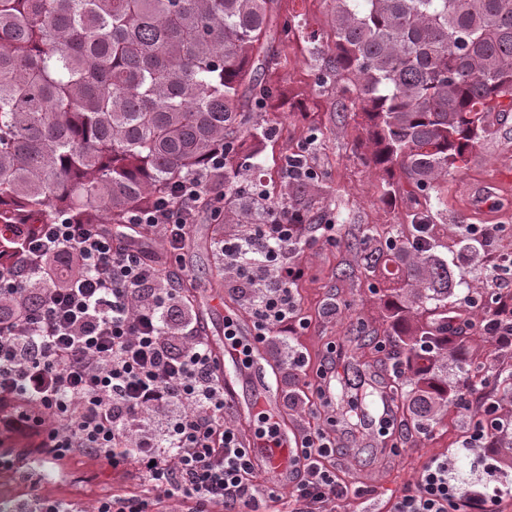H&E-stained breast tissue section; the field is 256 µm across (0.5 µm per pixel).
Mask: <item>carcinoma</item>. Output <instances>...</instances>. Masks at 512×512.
I'll list each match as a JSON object with an SVG mask.
<instances>
[{"label": "carcinoma", "mask_w": 512, "mask_h": 512, "mask_svg": "<svg viewBox=\"0 0 512 512\" xmlns=\"http://www.w3.org/2000/svg\"><path fill=\"white\" fill-rule=\"evenodd\" d=\"M282 0H0V265L41 224H126L172 199L179 182L208 185L197 211L216 224L309 219L322 179L295 180V204L252 201L264 170L249 145L267 135L244 119L276 99L274 43L294 33ZM330 0V54L322 82L341 111L362 118L364 164L403 193L405 224L363 229L357 283L393 284L388 344L396 399L419 428L436 423L416 394L448 387L438 355L463 343L448 321V261L435 254L448 180L469 168L481 141L512 115V0ZM221 168L212 167V156ZM406 255L395 266L390 252ZM412 365L414 378L405 376ZM478 423L512 393V362L487 375L464 364Z\"/></svg>", "instance_id": "carcinoma-1"}]
</instances>
